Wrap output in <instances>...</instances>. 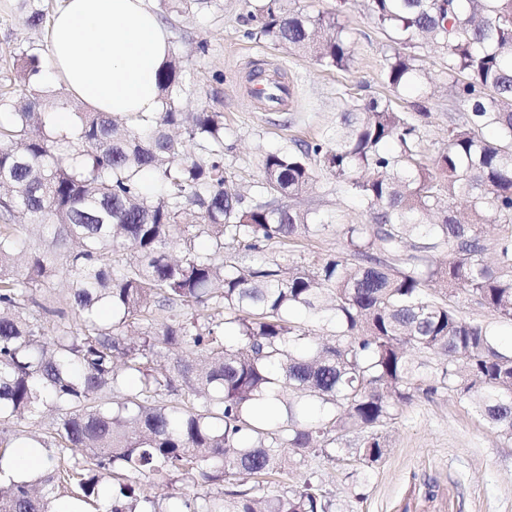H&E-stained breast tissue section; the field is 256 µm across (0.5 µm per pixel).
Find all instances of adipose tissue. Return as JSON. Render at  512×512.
I'll return each mask as SVG.
<instances>
[{
	"label": "adipose tissue",
	"instance_id": "obj_1",
	"mask_svg": "<svg viewBox=\"0 0 512 512\" xmlns=\"http://www.w3.org/2000/svg\"><path fill=\"white\" fill-rule=\"evenodd\" d=\"M48 45L51 76L89 110L128 118L159 111L155 75L170 44L151 0H62Z\"/></svg>",
	"mask_w": 512,
	"mask_h": 512
}]
</instances>
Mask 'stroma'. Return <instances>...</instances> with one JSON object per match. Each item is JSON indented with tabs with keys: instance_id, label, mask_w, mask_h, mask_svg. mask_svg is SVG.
I'll return each instance as SVG.
<instances>
[{
	"instance_id": "1",
	"label": "stroma",
	"mask_w": 512,
	"mask_h": 512,
	"mask_svg": "<svg viewBox=\"0 0 512 512\" xmlns=\"http://www.w3.org/2000/svg\"><path fill=\"white\" fill-rule=\"evenodd\" d=\"M19 0H0V98L15 100L29 86L20 68L23 49L49 53L46 27L26 24ZM312 12H338L350 35L354 57L348 70L320 66L304 54L286 52L268 40H249L251 28L244 0H219L216 7L166 14L171 40L180 42L185 69L183 106L224 115V169L228 179L260 182V158L268 151L292 147L295 140L321 138L335 123L346 99L391 98L408 111L421 104L429 152L443 146L448 120L456 113L454 99L439 91L420 95L392 90L384 81L382 63L387 35L370 18L365 0H303ZM280 68L292 96L274 111L259 109L250 98L247 75L253 68ZM333 224L331 231L309 240L270 243L265 255L309 260L342 251L334 231L338 224H365L368 214L340 190L335 177L317 170L312 189L300 199ZM391 450L367 481L347 477V461L308 459L291 468V479L303 472L320 474L336 494L339 512H512V444L504 442L472 410L445 396L420 399L403 409L387 428Z\"/></svg>"
}]
</instances>
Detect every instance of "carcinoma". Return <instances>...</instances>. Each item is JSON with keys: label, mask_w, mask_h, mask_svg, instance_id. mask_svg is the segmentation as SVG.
Here are the masks:
<instances>
[{"label": "carcinoma", "mask_w": 512, "mask_h": 512, "mask_svg": "<svg viewBox=\"0 0 512 512\" xmlns=\"http://www.w3.org/2000/svg\"><path fill=\"white\" fill-rule=\"evenodd\" d=\"M366 9L389 37L393 89L427 93L421 50L445 54L461 113L431 163L429 113L372 97L323 138L266 153L258 188L233 184L224 113L184 110L177 44L156 76L160 111L136 123L74 112L60 131L39 91L12 102L0 121V512H338L316 472L290 482L289 465L336 461L355 436L349 477L365 479L391 449L383 429L439 394L512 442L500 332L512 327V0ZM20 10L43 24L34 0ZM251 17L252 38L326 68L352 62L336 13L256 0ZM314 162L370 223L336 225L342 254L267 260L269 242L331 227L279 202L311 188ZM201 236L210 250L195 248ZM240 250L252 260H224ZM61 259L69 311L38 298ZM18 448L42 449L39 474L3 476ZM183 472L205 491L159 497L139 482Z\"/></svg>", "instance_id": "cac0c4a2"}]
</instances>
